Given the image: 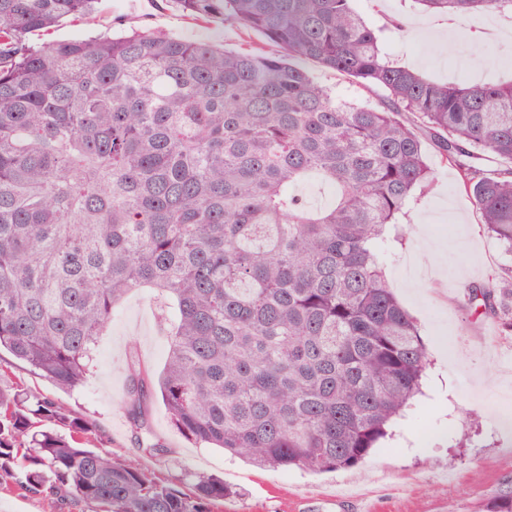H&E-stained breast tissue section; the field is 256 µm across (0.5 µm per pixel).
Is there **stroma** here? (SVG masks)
<instances>
[{
    "mask_svg": "<svg viewBox=\"0 0 512 512\" xmlns=\"http://www.w3.org/2000/svg\"><path fill=\"white\" fill-rule=\"evenodd\" d=\"M375 28L399 22L401 33L382 48L400 64L439 81L475 82L494 77L488 58L512 60V38H497L496 13L448 19L425 13L413 0H356ZM206 41L231 50L279 46L260 33L182 13L172 0H103L92 24L54 29L45 39L81 38L130 28ZM434 171L431 185L416 193L400 218L402 241L387 248L388 281L416 320L429 351L422 392L386 438L357 466L324 474L299 469L256 468L220 448L196 446L171 425L154 401L150 426L170 450L160 461L145 457L123 407L130 350L153 373H161L168 338L157 303L148 293H131L97 343L96 366L84 386L67 392L27 365L6 359V383L62 400L96 423L103 451L151 469L164 483L182 486L195 475H215L236 494L223 512H299V501L344 493L356 498L355 512H486L494 498L512 492V334L493 319L468 317L466 285L498 272L512 283V254L483 232L471 203L458 188V175L433 147L425 149Z\"/></svg>",
    "mask_w": 512,
    "mask_h": 512,
    "instance_id": "35a3bbf8",
    "label": "stroma"
}]
</instances>
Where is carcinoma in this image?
Here are the masks:
<instances>
[{"mask_svg": "<svg viewBox=\"0 0 512 512\" xmlns=\"http://www.w3.org/2000/svg\"><path fill=\"white\" fill-rule=\"evenodd\" d=\"M262 33L288 56L133 30L30 43L100 0H0V351L64 390L83 385L119 303L153 288L170 339L158 380L130 356L125 411L143 453L160 396L193 444L312 473L361 463L419 393L428 349L386 279L388 231L456 168L483 231L512 253V80L442 83L391 61L353 0H173ZM512 16V0H413ZM383 97L336 98L290 57ZM493 156L499 168L473 160ZM335 187L307 206L297 186ZM497 273L464 308L512 332ZM79 512H215L98 450L96 425L0 384V485Z\"/></svg>", "mask_w": 512, "mask_h": 512, "instance_id": "carcinoma-1", "label": "carcinoma"}]
</instances>
